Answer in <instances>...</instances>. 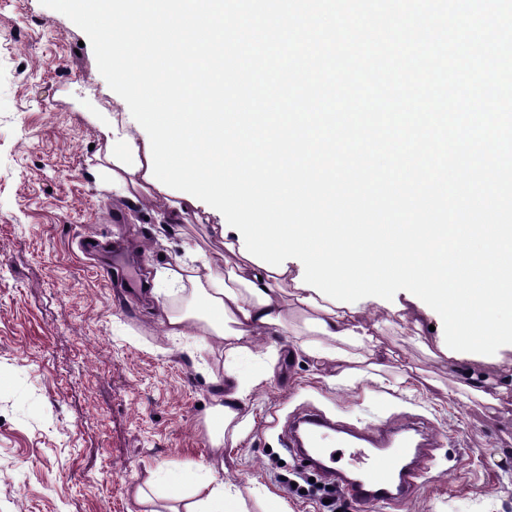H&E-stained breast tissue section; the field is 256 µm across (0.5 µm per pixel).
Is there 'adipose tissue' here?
I'll use <instances>...</instances> for the list:
<instances>
[{
    "label": "adipose tissue",
    "mask_w": 512,
    "mask_h": 512,
    "mask_svg": "<svg viewBox=\"0 0 512 512\" xmlns=\"http://www.w3.org/2000/svg\"><path fill=\"white\" fill-rule=\"evenodd\" d=\"M112 148V184L121 189L131 206H139L147 191L145 142L131 126L113 120L105 126ZM167 291L191 286L188 307L167 313L165 333L183 336H208L229 350L237 351L242 341L259 340L269 333L287 328L288 310L310 311L307 321L314 333L308 353L336 369V379L348 382L350 351L374 350L375 332L381 310L336 307L308 289H294L291 303H284L275 283L277 273L261 270L244 260L229 272L215 270L210 261L195 253L168 267L161 275ZM244 395L234 391L215 398L207 411L205 425L210 443L220 447L225 430L237 421ZM166 492H158L154 481L138 487L139 500L151 503V512H247L243 500L231 490L213 463H200L191 471L169 470L163 476Z\"/></svg>",
    "instance_id": "1"
}]
</instances>
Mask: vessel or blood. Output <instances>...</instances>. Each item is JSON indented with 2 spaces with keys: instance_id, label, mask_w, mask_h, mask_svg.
<instances>
[{
  "instance_id": "vessel-or-blood-1",
  "label": "vessel or blood",
  "mask_w": 512,
  "mask_h": 512,
  "mask_svg": "<svg viewBox=\"0 0 512 512\" xmlns=\"http://www.w3.org/2000/svg\"><path fill=\"white\" fill-rule=\"evenodd\" d=\"M410 424L387 422L355 430L343 428L320 412L301 417L289 440L296 457L311 469L335 477L336 485L362 506H388L407 499L425 476L429 455L423 443L411 438ZM354 451V468L337 465L329 440Z\"/></svg>"
}]
</instances>
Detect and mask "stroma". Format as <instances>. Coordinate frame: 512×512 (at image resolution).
Wrapping results in <instances>:
<instances>
[{
  "mask_svg": "<svg viewBox=\"0 0 512 512\" xmlns=\"http://www.w3.org/2000/svg\"><path fill=\"white\" fill-rule=\"evenodd\" d=\"M85 38L40 0H0V512H146L136 490L150 473L208 461L223 463L249 512L282 500L325 512L282 481L300 465L284 446L288 419L311 409L357 425L419 421L439 438L407 501L344 498L339 512H512V345L454 362L438 314L420 334L388 311L376 336L383 367L356 351L359 375L339 385L302 350L315 339L302 312L241 352L165 336L166 312L190 294L145 298L144 277L197 248L223 266L214 228L224 217L202 202L172 224L175 189L135 210L113 189L100 123L128 106ZM91 240L121 243L124 289L101 278L109 256ZM473 373L505 386L499 408L464 393ZM241 384L247 425L214 451L206 410Z\"/></svg>",
  "mask_w": 512,
  "mask_h": 512,
  "instance_id": "35a3bbf8",
  "label": "stroma"
}]
</instances>
